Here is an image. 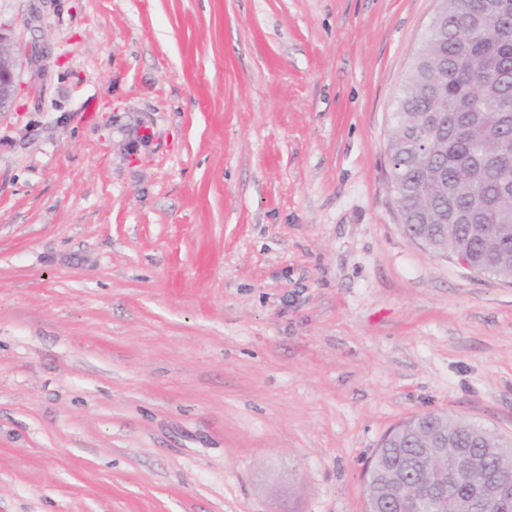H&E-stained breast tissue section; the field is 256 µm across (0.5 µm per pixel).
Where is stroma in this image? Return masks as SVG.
I'll use <instances>...</instances> for the list:
<instances>
[{"label": "stroma", "instance_id": "obj_1", "mask_svg": "<svg viewBox=\"0 0 512 512\" xmlns=\"http://www.w3.org/2000/svg\"><path fill=\"white\" fill-rule=\"evenodd\" d=\"M436 0H0V512H364L425 413L512 438V282L413 244ZM8 29L9 25L0 22V112L9 110L21 91L17 74L23 61L17 53L3 46L7 38L4 31Z\"/></svg>", "mask_w": 512, "mask_h": 512}]
</instances>
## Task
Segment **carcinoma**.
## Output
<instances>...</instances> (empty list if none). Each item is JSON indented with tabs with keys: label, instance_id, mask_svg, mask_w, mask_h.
Wrapping results in <instances>:
<instances>
[{
	"label": "carcinoma",
	"instance_id": "obj_1",
	"mask_svg": "<svg viewBox=\"0 0 512 512\" xmlns=\"http://www.w3.org/2000/svg\"><path fill=\"white\" fill-rule=\"evenodd\" d=\"M455 13L448 18L447 36L430 38L418 51L393 113L387 151L392 155V182L407 194L410 213L403 226L411 239L421 233L442 238L448 225L441 222V213L468 204L467 194L458 191L448 196V182L462 186L480 166L492 164L497 136L502 130L512 133V125L504 128L503 109L494 97L484 94L485 69L488 57L498 59L501 68L512 71V36L505 42L480 40L466 11L467 0H453ZM448 59V66L470 72L464 84L451 80L450 73L433 67L439 59ZM470 99L480 113V120L464 136L452 127L439 129L436 156L423 159L417 152V141L426 134L418 129L429 114L451 118L454 100ZM485 195L495 201L487 216V227L470 224L455 225V241L464 243L472 266L476 269L499 267L502 262L512 268V197L497 199L498 192L488 184ZM438 421L447 426L448 437L459 448L471 452V470L457 472L440 498L429 494V484L442 471L454 469L453 456L432 457L426 453L429 430L424 428L409 441L395 445L382 439L377 451L386 464L403 469L409 475L408 489L412 497L408 512H459L458 500L468 496L484 475L497 468L512 472V447L489 431L465 419L440 415Z\"/></svg>",
	"mask_w": 512,
	"mask_h": 512
}]
</instances>
